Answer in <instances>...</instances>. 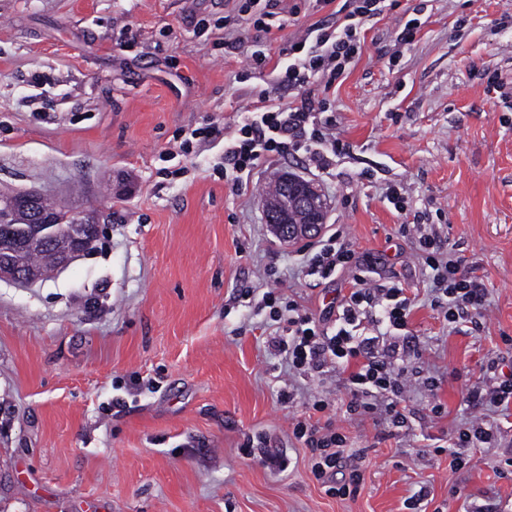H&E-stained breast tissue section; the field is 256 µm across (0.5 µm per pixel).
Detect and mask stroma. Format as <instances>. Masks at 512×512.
Segmentation results:
<instances>
[{
  "mask_svg": "<svg viewBox=\"0 0 512 512\" xmlns=\"http://www.w3.org/2000/svg\"><path fill=\"white\" fill-rule=\"evenodd\" d=\"M239 7L0 0V190L41 192L100 225L51 278L0 280V512H407L423 486L440 512H512V473L492 467L512 458V427L466 450L461 469L423 448L425 435L452 443L470 419L502 418L466 395L491 362L512 367V0H388L325 94L349 152L328 174L291 156L234 188L218 172L223 141L183 153L182 133L235 127L263 93L304 99L250 59L293 28L265 31L248 13L239 43L225 41ZM414 17L424 23L402 44ZM282 171L317 184L324 234L371 260L369 286L402 281L423 373L443 381L437 422L416 387L405 426L332 415L347 453L365 454L352 497L326 493L291 434L308 394L340 405L345 389L290 376L268 347L276 323L234 299L279 288L319 317L352 286L351 268L308 275L265 224L262 196ZM393 184L404 211L385 198ZM421 211L441 251L484 274L479 328L430 306L401 230Z\"/></svg>",
  "mask_w": 512,
  "mask_h": 512,
  "instance_id": "35a3bbf8",
  "label": "stroma"
}]
</instances>
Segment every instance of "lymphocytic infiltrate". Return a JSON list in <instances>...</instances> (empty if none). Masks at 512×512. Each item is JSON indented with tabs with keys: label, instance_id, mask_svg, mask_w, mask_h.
<instances>
[{
	"label": "lymphocytic infiltrate",
	"instance_id": "obj_1",
	"mask_svg": "<svg viewBox=\"0 0 512 512\" xmlns=\"http://www.w3.org/2000/svg\"><path fill=\"white\" fill-rule=\"evenodd\" d=\"M382 0H354V5L333 30L307 28L303 35L280 46L288 65L278 74L279 82L305 91L298 107L265 104L254 108L229 135L216 125L191 130V139H224V180L239 184L243 176L264 164H273L288 155L306 158L318 172L330 171L342 154L345 143L336 135V115L316 87L330 89L362 51L361 38L382 13ZM419 243L420 258L433 273L435 295L430 305L443 319L454 323L461 310L482 311L486 292L481 277L465 275L459 261L443 259L438 235L424 224L412 227ZM309 274L330 277L345 267L354 252L340 234L302 245ZM261 303L270 321H287L284 334L272 337L270 346L283 356L298 375L336 374L349 400L345 412L382 425H399L407 420L403 403L407 384L420 379L437 393L441 381L423 376L421 367L408 358L409 323L415 303L401 283L371 288L365 276L354 279L337 307L334 323L317 320L295 298L268 291ZM293 436L311 451L314 477L329 493L346 497L356 494L362 481L360 465H348L344 456L347 438L332 428L307 417L296 418Z\"/></svg>",
	"mask_w": 512,
	"mask_h": 512
}]
</instances>
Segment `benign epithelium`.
<instances>
[{"label":"benign epithelium","mask_w":512,"mask_h":512,"mask_svg":"<svg viewBox=\"0 0 512 512\" xmlns=\"http://www.w3.org/2000/svg\"><path fill=\"white\" fill-rule=\"evenodd\" d=\"M280 181L284 187H290L299 194L303 209L308 213V221L304 224L288 223V195L267 200L263 202V212L273 234L285 243L318 235L323 228L325 211L318 189L313 183L288 174L282 175ZM41 197L37 191H19L0 197V224L11 225V230L16 232L15 239L43 252L55 268L62 269L81 254L80 243L96 239L98 221L81 210L71 211L62 220L43 212L36 215L34 208ZM4 278L20 283L37 281V277L17 262L10 251L0 254V279Z\"/></svg>","instance_id":"obj_1"}]
</instances>
